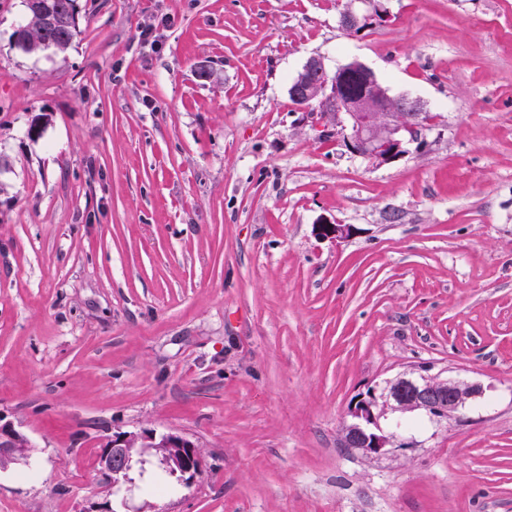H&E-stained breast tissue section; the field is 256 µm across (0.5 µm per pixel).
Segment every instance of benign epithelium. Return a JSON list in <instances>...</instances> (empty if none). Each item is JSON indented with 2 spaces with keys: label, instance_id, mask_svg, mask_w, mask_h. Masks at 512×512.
I'll list each match as a JSON object with an SVG mask.
<instances>
[{
  "label": "benign epithelium",
  "instance_id": "1",
  "mask_svg": "<svg viewBox=\"0 0 512 512\" xmlns=\"http://www.w3.org/2000/svg\"><path fill=\"white\" fill-rule=\"evenodd\" d=\"M367 14L346 9L341 26L349 35L359 33ZM335 75L354 76L361 91L345 94L340 101L336 79L330 76L317 57L307 60L291 82L289 91L295 101L321 106L320 117L344 115L350 128L348 142L352 152L375 163H388L406 152V145L417 139L422 112L418 104L405 96L393 97L377 74L357 60L336 68ZM405 113L399 117V113ZM348 224H320L317 235L336 241L349 238ZM482 395L480 386L453 379L406 374L391 381L382 390L371 388L351 406L352 421L343 431V446L359 451L369 459L388 455L395 434L384 430L380 418L388 413L421 412L436 418H451ZM151 449L168 472L188 485L200 472L202 458L198 446L177 432L117 433L107 440L99 456V465L117 485L127 479L134 457ZM33 452L31 441L0 413V468L26 461Z\"/></svg>",
  "mask_w": 512,
  "mask_h": 512
}]
</instances>
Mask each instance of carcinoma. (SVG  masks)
<instances>
[{
	"mask_svg": "<svg viewBox=\"0 0 512 512\" xmlns=\"http://www.w3.org/2000/svg\"><path fill=\"white\" fill-rule=\"evenodd\" d=\"M56 13L65 17V22L58 26L46 27L33 11L32 0H25L30 20L19 27L13 34L14 42H23L25 52L53 49L66 51L78 34L79 9L77 0H44Z\"/></svg>",
	"mask_w": 512,
	"mask_h": 512,
	"instance_id": "1",
	"label": "carcinoma"
}]
</instances>
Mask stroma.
Returning <instances> with one entry per match:
<instances>
[{
  "mask_svg": "<svg viewBox=\"0 0 512 512\" xmlns=\"http://www.w3.org/2000/svg\"><path fill=\"white\" fill-rule=\"evenodd\" d=\"M378 2L350 36L363 0H78L25 53L0 0V413L34 446L0 512H512V0ZM312 57L417 101V141L352 153L290 98ZM404 373L484 395L343 447ZM145 431L196 442L191 485L150 451L112 484Z\"/></svg>",
  "mask_w": 512,
  "mask_h": 512,
  "instance_id": "obj_1",
  "label": "stroma"
}]
</instances>
